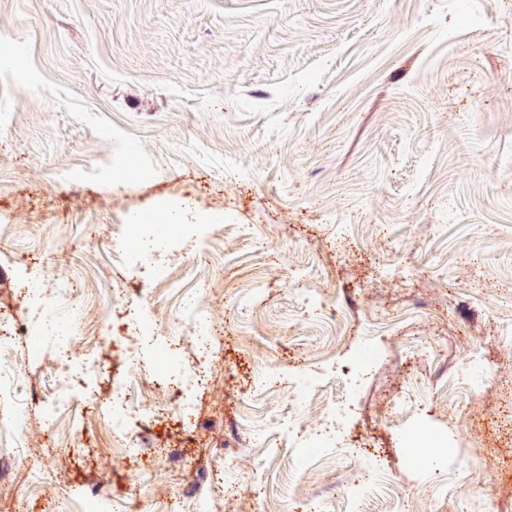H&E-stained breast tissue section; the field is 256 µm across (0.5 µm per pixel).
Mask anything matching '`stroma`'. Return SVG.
<instances>
[{
    "label": "stroma",
    "mask_w": 512,
    "mask_h": 512,
    "mask_svg": "<svg viewBox=\"0 0 512 512\" xmlns=\"http://www.w3.org/2000/svg\"><path fill=\"white\" fill-rule=\"evenodd\" d=\"M0 44V512H196L197 468L208 512H512V0H0ZM183 199L224 221L165 280L129 218ZM120 377L184 466L120 453ZM63 287V282H57L56 287L47 286L46 288L38 289L27 309V319L29 323L37 324L42 321L44 310L47 308L54 295L60 290L59 288Z\"/></svg>",
    "instance_id": "1"
}]
</instances>
